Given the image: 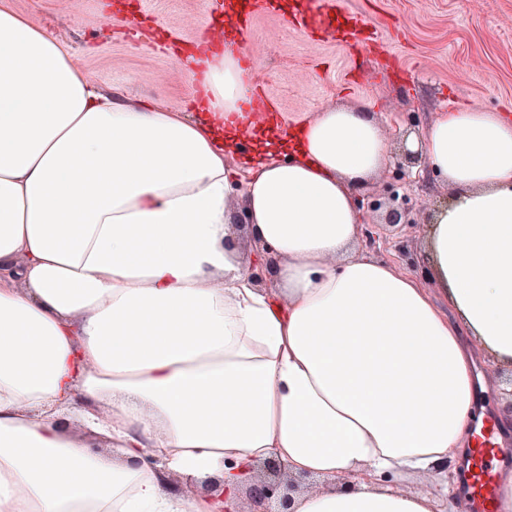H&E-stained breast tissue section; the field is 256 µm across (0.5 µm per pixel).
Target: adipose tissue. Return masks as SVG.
Here are the masks:
<instances>
[{
    "instance_id": "obj_1",
    "label": "adipose tissue",
    "mask_w": 512,
    "mask_h": 512,
    "mask_svg": "<svg viewBox=\"0 0 512 512\" xmlns=\"http://www.w3.org/2000/svg\"><path fill=\"white\" fill-rule=\"evenodd\" d=\"M182 67L192 112L114 105L0 6V512H243L270 457L320 481L294 512H445L394 479L463 464L476 358L512 367V118L445 110L407 140L448 191L427 286L361 247L392 164L370 105L241 173L250 70Z\"/></svg>"
}]
</instances>
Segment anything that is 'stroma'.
Wrapping results in <instances>:
<instances>
[{"mask_svg":"<svg viewBox=\"0 0 512 512\" xmlns=\"http://www.w3.org/2000/svg\"><path fill=\"white\" fill-rule=\"evenodd\" d=\"M64 44L75 65L114 103L147 102L184 112L193 80L178 64L181 52L214 14L232 39L237 11L226 0H137L143 17L178 43L167 50L130 38L126 0H6ZM378 34L370 45V80L353 67L358 48L306 36L285 12L257 15L248 36L250 67L286 120L342 104L373 102L393 162L406 140L444 108L501 110L512 115V0H345ZM418 209L416 223L388 228L376 215L364 224L363 247L373 257L428 279L423 248L432 211L447 200L437 179L411 174L400 188Z\"/></svg>","mask_w":512,"mask_h":512,"instance_id":"1","label":"stroma"}]
</instances>
